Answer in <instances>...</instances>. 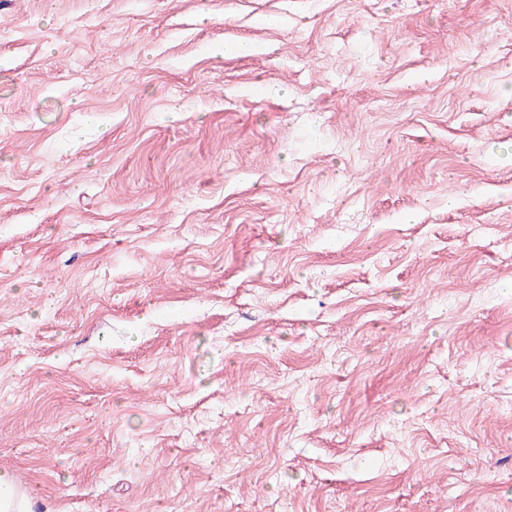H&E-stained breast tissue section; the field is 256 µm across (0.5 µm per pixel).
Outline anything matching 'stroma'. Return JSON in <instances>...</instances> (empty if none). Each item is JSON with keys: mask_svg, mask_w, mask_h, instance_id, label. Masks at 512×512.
<instances>
[{"mask_svg": "<svg viewBox=\"0 0 512 512\" xmlns=\"http://www.w3.org/2000/svg\"><path fill=\"white\" fill-rule=\"evenodd\" d=\"M0 470L512 512V0H0Z\"/></svg>", "mask_w": 512, "mask_h": 512, "instance_id": "obj_1", "label": "stroma"}]
</instances>
